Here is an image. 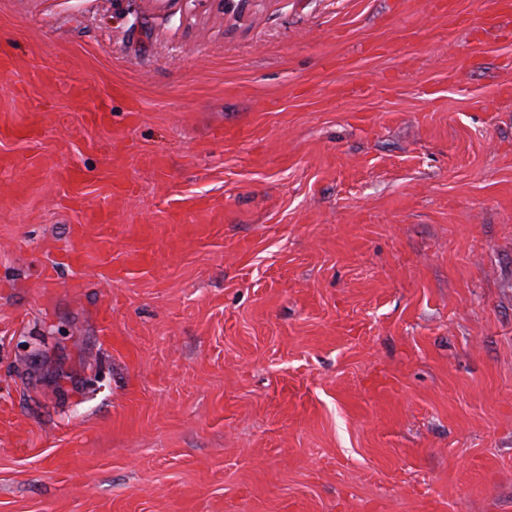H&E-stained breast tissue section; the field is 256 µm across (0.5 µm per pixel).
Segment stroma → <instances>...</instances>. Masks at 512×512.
<instances>
[{
    "mask_svg": "<svg viewBox=\"0 0 512 512\" xmlns=\"http://www.w3.org/2000/svg\"><path fill=\"white\" fill-rule=\"evenodd\" d=\"M487 6L0 0V119L47 128L0 141L46 158L0 169V512H512V23L471 39ZM71 165L122 276L62 259ZM44 124L40 113L31 112L26 122L6 123L0 126L1 138L20 139L28 142H41L44 136Z\"/></svg>",
    "mask_w": 512,
    "mask_h": 512,
    "instance_id": "stroma-1",
    "label": "stroma"
}]
</instances>
